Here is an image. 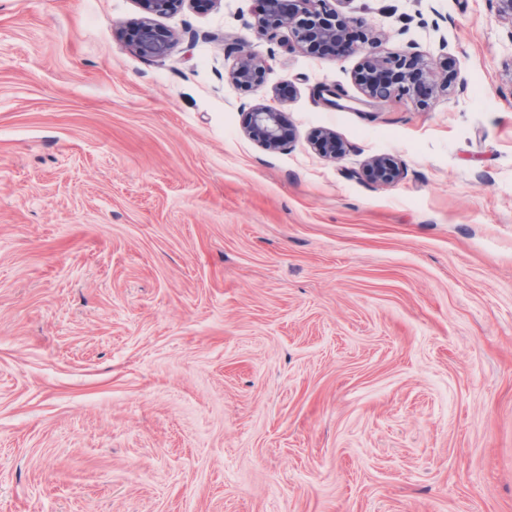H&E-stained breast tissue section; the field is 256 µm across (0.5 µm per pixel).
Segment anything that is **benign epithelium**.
<instances>
[{"label": "benign epithelium", "instance_id": "benign-epithelium-1", "mask_svg": "<svg viewBox=\"0 0 512 512\" xmlns=\"http://www.w3.org/2000/svg\"><path fill=\"white\" fill-rule=\"evenodd\" d=\"M184 0H144L149 13L132 31L131 43L135 51L148 58L162 59L172 48L173 38L157 26L153 17L174 11ZM328 0H261L262 6L254 27L273 36L283 27L291 29L296 44L306 50H319L336 57L363 52L354 79L364 100L372 104L386 100L395 92H402L424 103L440 84L436 73L420 56L414 53L389 58L380 56L378 41L360 35L353 40V27L360 24L354 17L339 14L327 6ZM265 61L253 54L243 56L231 72V79L246 89H257L264 84ZM248 134L268 150L283 149L291 133L287 132L282 113L264 104L252 106L248 112ZM318 150L325 156L337 157L346 152V145L330 132L314 136ZM372 179L389 184L402 174L399 163L390 155H381L369 162Z\"/></svg>", "mask_w": 512, "mask_h": 512}]
</instances>
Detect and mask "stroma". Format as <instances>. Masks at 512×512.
I'll return each mask as SVG.
<instances>
[{"label": "stroma", "mask_w": 512, "mask_h": 512, "mask_svg": "<svg viewBox=\"0 0 512 512\" xmlns=\"http://www.w3.org/2000/svg\"><path fill=\"white\" fill-rule=\"evenodd\" d=\"M257 5L0 0V512H512V23L329 0L451 79L354 111ZM131 43L139 55L162 59L170 53L173 38L167 31L157 26L153 18L146 17L132 31ZM265 74V61L253 54L243 56L230 73L233 82L246 89L261 87L264 84ZM248 134L268 150L283 149L287 140L291 139V132L284 126L282 113L277 109L264 104L252 106L248 112ZM372 179L377 183L389 184L399 179L402 174L399 163L390 155H381L369 162Z\"/></svg>", "instance_id": "1"}]
</instances>
